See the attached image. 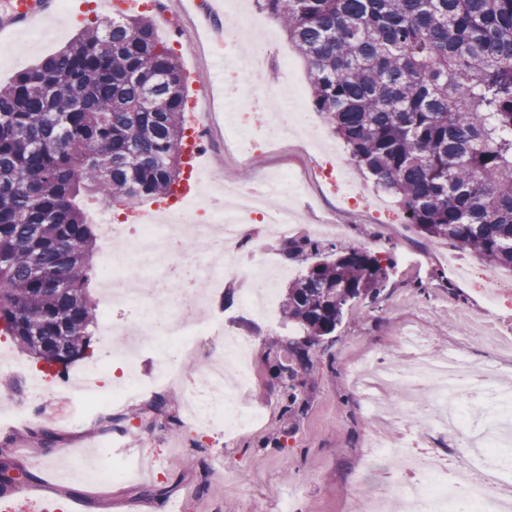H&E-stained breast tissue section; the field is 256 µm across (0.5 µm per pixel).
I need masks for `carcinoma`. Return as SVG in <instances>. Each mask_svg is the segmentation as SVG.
<instances>
[{
	"mask_svg": "<svg viewBox=\"0 0 512 512\" xmlns=\"http://www.w3.org/2000/svg\"><path fill=\"white\" fill-rule=\"evenodd\" d=\"M309 64L311 100L350 160L416 229L512 269V0H257ZM184 79L151 20L89 27L0 89V324L23 354L87 357L96 235L79 191L164 197L182 174ZM317 261L288 287L296 381L347 307L388 270L356 248L288 243ZM31 435L56 442L52 422ZM21 467L0 448V496Z\"/></svg>",
	"mask_w": 512,
	"mask_h": 512,
	"instance_id": "carcinoma-1",
	"label": "carcinoma"
}]
</instances>
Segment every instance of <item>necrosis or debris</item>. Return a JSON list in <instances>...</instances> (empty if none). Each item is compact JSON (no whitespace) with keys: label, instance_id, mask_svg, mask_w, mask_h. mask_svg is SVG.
Segmentation results:
<instances>
[{"label":"necrosis or debris","instance_id":"1","mask_svg":"<svg viewBox=\"0 0 512 512\" xmlns=\"http://www.w3.org/2000/svg\"><path fill=\"white\" fill-rule=\"evenodd\" d=\"M202 178L214 190L201 197L195 212L178 203L165 204L145 227L113 223L110 204L98 208L94 221L101 240L99 277L105 288L98 313L108 318L119 305L134 308L136 315L108 326L112 344L84 368L80 392L42 376L30 385L25 403L11 412L12 424L33 423L48 394L69 405L67 424L81 427L103 412L174 388L183 394L188 420L211 432L238 431L257 423V411L242 403L250 380L244 343L225 342L223 357L195 379L183 377L179 361L196 355L199 337L216 333L205 309L203 286L223 285L227 244L249 233L256 222L270 232H291L299 222L297 212L284 201L270 204L269 194L278 192L285 200L304 187L291 177L279 179L270 192L229 187L223 171L214 168L206 169ZM176 238L206 241L212 253L199 262L192 254L170 249ZM144 266L156 273L152 286L137 293L126 288L123 275H136ZM132 330L167 339V348L158 352L160 369L151 381L137 376L138 349L124 343ZM393 349L404 353V360L382 355L353 371L370 414L369 467L383 472L378 482L360 476L354 512H512V476L503 464L512 433L502 430L512 421V385L489 378L461 349L434 352L428 337L415 330L402 332ZM117 363L126 369L123 380L106 384ZM434 435L458 441L459 451L436 455L429 446Z\"/></svg>","mask_w":512,"mask_h":512}]
</instances>
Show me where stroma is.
Returning <instances> with one entry per match:
<instances>
[{
	"mask_svg": "<svg viewBox=\"0 0 512 512\" xmlns=\"http://www.w3.org/2000/svg\"><path fill=\"white\" fill-rule=\"evenodd\" d=\"M46 30L33 34L23 20L13 21L0 34V50L19 57V67L0 66V86L14 79L18 68L41 63L63 48L84 27L104 25L108 18L97 0H70V13L59 12L55 0H44ZM181 0H159L150 14L158 39L173 49L182 66L187 98L199 95L201 84L215 88L219 124L206 146L210 162L223 171L227 185L253 184L262 175L294 172L308 178L307 192L295 199L302 221L290 237L267 238L255 225L256 239L268 242L269 267L277 276L273 288L284 297L289 283L307 267L288 255L289 240L304 238L321 248L355 247L389 263V279L376 299L346 310L332 336L309 351V363L298 387H291L282 366L288 343L300 331L287 321L268 325L241 302L243 285L225 279L211 300V309L224 318V334L250 341V383L246 405L256 407L263 419L256 427L225 437H201L183 418L179 391H167L165 411L154 408V397L127 406V434L134 455L164 461L162 475L145 482L137 478L91 486L76 479L53 487L56 495L86 497V512H124L130 500L145 504V512H169L177 501L180 512H278L281 498L298 497L300 512H350L355 477L367 455L369 418L358 397L353 370L361 359L392 348L404 330L429 336L434 351L463 348L470 361L497 376L512 375V292L489 297L485 282L495 269L464 248L419 233L408 224L395 200L377 190L371 179L352 170L350 183L332 184L311 178L306 151L298 139L276 141L266 153L243 152L232 145L235 129H258L271 118L261 107L247 106L244 98L228 102L225 86L241 83V76L224 66V49L212 43L193 55L181 48L195 25L223 26V15H187ZM294 73L284 77L276 59H269L273 84L282 97L300 95L301 110L312 113L309 65L294 56ZM341 225V233L331 225ZM296 402H289L288 391ZM63 407L46 399L41 416L55 419L57 441L40 447L26 437L23 427L0 430V444L10 443L23 466L33 458L60 460L64 450L84 451L110 445L114 434L97 422L69 428Z\"/></svg>",
	"mask_w": 512,
	"mask_h": 512,
	"instance_id": "35a3bbf8",
	"label": "stroma"
}]
</instances>
